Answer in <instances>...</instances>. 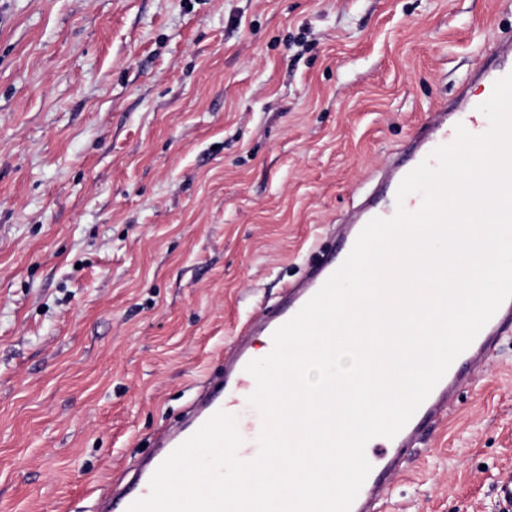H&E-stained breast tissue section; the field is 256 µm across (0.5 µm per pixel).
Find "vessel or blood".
Here are the masks:
<instances>
[{"instance_id":"obj_1","label":"vessel or blood","mask_w":512,"mask_h":512,"mask_svg":"<svg viewBox=\"0 0 512 512\" xmlns=\"http://www.w3.org/2000/svg\"><path fill=\"white\" fill-rule=\"evenodd\" d=\"M510 73L512 38L500 43L491 64L476 72L474 79L490 90L498 79ZM479 105V100L470 96L469 86L465 83L461 84L454 102L443 101L438 104L416 133L408 157L390 166L385 176V193L367 200L349 221L341 224L338 246L316 250L305 277L289 286L276 306L255 314L251 328L225 355L224 370L217 382L193 403L186 422L158 435V450L136 477L134 491L108 500L105 504L106 512H128L132 503L146 498L150 493L153 473L179 445L216 412H232L234 407L249 399L256 389V380L246 371L245 366L256 357L252 348L254 337L260 336L265 341H272L274 332L295 316L341 266L365 225L373 218H389L395 214L399 205H396L394 198L401 180L434 148L452 143L456 125H463L474 135L488 129L489 121L480 111ZM507 342H512V298L500 305L471 345L453 361L413 417L394 438L377 436L368 441L365 455L371 469L350 512H375V506L385 492L389 491L395 480L403 476L408 455L416 448L418 439L424 432L435 429L441 419L451 413L457 393L476 379L488 361Z\"/></svg>"}]
</instances>
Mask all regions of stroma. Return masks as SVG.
<instances>
[{
    "instance_id": "obj_1",
    "label": "stroma",
    "mask_w": 512,
    "mask_h": 512,
    "mask_svg": "<svg viewBox=\"0 0 512 512\" xmlns=\"http://www.w3.org/2000/svg\"><path fill=\"white\" fill-rule=\"evenodd\" d=\"M512 0H0V512H100ZM512 344L378 512H499Z\"/></svg>"
}]
</instances>
